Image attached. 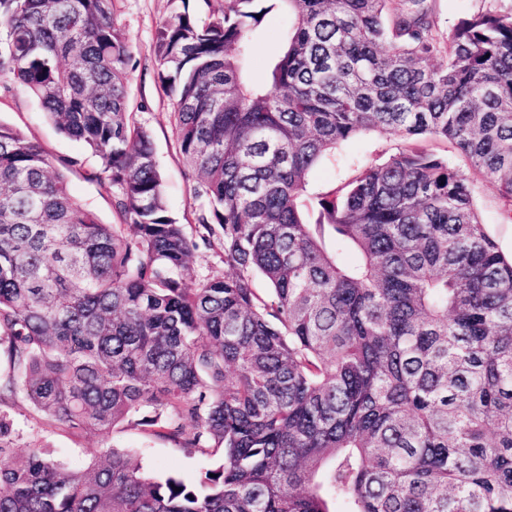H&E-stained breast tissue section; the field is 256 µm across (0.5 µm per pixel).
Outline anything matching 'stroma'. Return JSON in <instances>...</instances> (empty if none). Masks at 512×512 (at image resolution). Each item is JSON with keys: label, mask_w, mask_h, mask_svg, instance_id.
Wrapping results in <instances>:
<instances>
[{"label": "stroma", "mask_w": 512, "mask_h": 512, "mask_svg": "<svg viewBox=\"0 0 512 512\" xmlns=\"http://www.w3.org/2000/svg\"><path fill=\"white\" fill-rule=\"evenodd\" d=\"M175 7L174 0H114V17L133 50L129 72L131 108L137 122L152 135L171 214L191 235L195 232L196 203L182 178V160L170 120L171 100L160 87L153 54L156 29ZM287 22V16L280 13L269 14L263 20L261 33L253 44L251 77L254 81H266L268 65L280 53L281 33ZM0 122L24 132L53 159L82 155L87 167L95 164L94 158L86 157L79 142L56 131L46 120L40 103L23 91L0 95ZM399 145L397 137L380 132H368L343 142L337 146L334 156L313 169L310 185L319 191L341 185L353 175L357 165L388 156ZM68 183L73 195L87 204L102 223H117L111 193L88 180L84 169L70 171ZM473 183L474 200L482 224L499 244H506L512 240V216L502 209L493 186L478 176L474 177ZM4 410L13 417L22 433L20 447L33 444L43 448L50 458L65 467H84L101 446L96 434H71L57 422L33 410L24 398H16L5 405ZM112 443L117 448L133 450L144 469L154 475L175 474L189 484L195 483L203 471L216 463L215 458L188 453L173 441L150 437L137 429H117Z\"/></svg>", "instance_id": "stroma-1"}]
</instances>
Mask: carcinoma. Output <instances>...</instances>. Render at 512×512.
<instances>
[{
  "label": "carcinoma",
  "mask_w": 512,
  "mask_h": 512,
  "mask_svg": "<svg viewBox=\"0 0 512 512\" xmlns=\"http://www.w3.org/2000/svg\"><path fill=\"white\" fill-rule=\"evenodd\" d=\"M188 2L153 53L197 239L131 111L114 0H0V90L85 146L119 218L70 192L82 158L0 124V403L103 441L70 470L1 412L0 512H512V261L469 175L512 214V10L444 40L431 0H203V23ZM271 12L292 23L257 84ZM367 132L404 145L312 191ZM217 244L224 273L187 281ZM121 424L221 461L154 477Z\"/></svg>",
  "instance_id": "1"
}]
</instances>
